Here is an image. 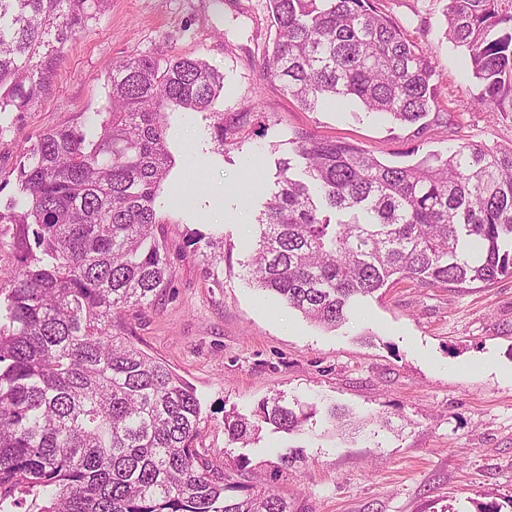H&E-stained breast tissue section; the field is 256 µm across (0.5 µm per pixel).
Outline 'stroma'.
<instances>
[{"label":"stroma","instance_id":"obj_1","mask_svg":"<svg viewBox=\"0 0 512 512\" xmlns=\"http://www.w3.org/2000/svg\"><path fill=\"white\" fill-rule=\"evenodd\" d=\"M372 3L436 57L443 111L395 124L354 104L301 109L260 71L276 38L266 0H110L67 45L53 93L0 113V170L43 131L91 125L117 61L207 60L224 75L214 111L166 118L174 166L156 206L174 276L154 305L125 318L133 341L195 388L201 447L242 465L248 484L280 493L294 512H512V277L443 288L403 281L330 330L243 275L294 132L351 142L394 165L467 141L512 147V112L474 104L466 52L445 35L447 0ZM184 184L194 195L187 210L169 204ZM195 231L221 241L217 275L187 248ZM274 400L313 408L302 432L266 425L248 444L229 443L226 412L249 417ZM333 408L357 428L334 427ZM288 449L298 459L286 467L279 455Z\"/></svg>","mask_w":512,"mask_h":512}]
</instances>
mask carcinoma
<instances>
[{
  "label": "carcinoma",
  "instance_id": "carcinoma-1",
  "mask_svg": "<svg viewBox=\"0 0 512 512\" xmlns=\"http://www.w3.org/2000/svg\"><path fill=\"white\" fill-rule=\"evenodd\" d=\"M109 0H0V112L55 87L66 44ZM277 28L264 74L299 105L356 103L414 124L439 106L432 53L371 0H267ZM448 40L467 52L477 104L512 112V0H448ZM106 111L83 130L42 132L0 185L15 267L0 278V512H292L270 489L196 448L195 389L125 336V313L169 288L157 192L173 168L165 110L209 112L224 76L200 58L142 55L107 79ZM302 166L279 163L245 267L306 319L337 327L394 279L426 287L512 276V147L463 142L405 166L298 132ZM14 179H9V176ZM187 239L209 272L223 257ZM224 415L246 443L265 423L291 434L303 408Z\"/></svg>",
  "mask_w": 512,
  "mask_h": 512
}]
</instances>
